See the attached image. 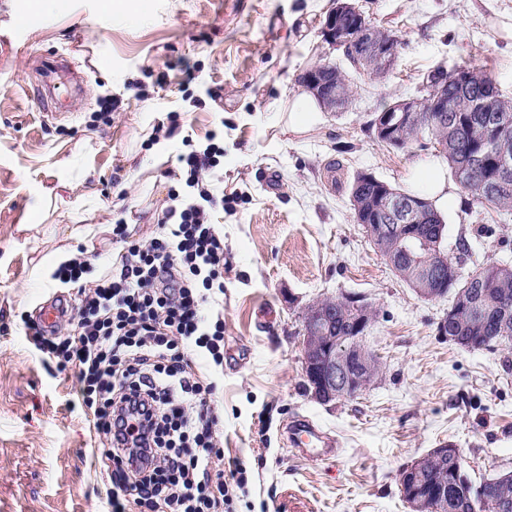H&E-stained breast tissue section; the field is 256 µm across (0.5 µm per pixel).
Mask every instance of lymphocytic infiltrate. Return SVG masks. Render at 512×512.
Returning <instances> with one entry per match:
<instances>
[{
	"label": "lymphocytic infiltrate",
	"mask_w": 512,
	"mask_h": 512,
	"mask_svg": "<svg viewBox=\"0 0 512 512\" xmlns=\"http://www.w3.org/2000/svg\"><path fill=\"white\" fill-rule=\"evenodd\" d=\"M223 155L214 143L179 155L187 192L167 210L161 235L144 247L113 225V239L127 247L104 277L82 284L87 265L77 259L54 272L80 283L77 314L51 337L28 326L38 350L78 371L105 447L108 512L143 504L153 512H224L232 484L242 481V468L225 470L217 446L218 382L189 355L200 350L223 368L224 238L207 211L224 198L203 178Z\"/></svg>",
	"instance_id": "lymphocytic-infiltrate-1"
}]
</instances>
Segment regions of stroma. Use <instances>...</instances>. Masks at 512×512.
<instances>
[{
    "label": "stroma",
    "mask_w": 512,
    "mask_h": 512,
    "mask_svg": "<svg viewBox=\"0 0 512 512\" xmlns=\"http://www.w3.org/2000/svg\"><path fill=\"white\" fill-rule=\"evenodd\" d=\"M0 0V512H102L110 485L93 414L74 370L35 349L27 323L76 304V286L46 276L81 258L86 281L123 253L112 227L148 243L172 192L177 154L224 139L213 184L234 193L209 220L224 237V375L214 404L225 462H243L232 512H411L400 472L435 448H460L473 481L512 471V353L470 352L439 338L447 301L419 298L357 224L348 186L362 171L397 189L416 167H446L433 148L377 141L369 127L417 95L427 73L471 63L512 98V0H356L399 40L382 78L355 76L342 112L288 131V99L315 63H342L321 37L335 0ZM56 83L83 81L72 109L39 111L27 96L41 59ZM440 206L449 241L467 240V268L512 259V223L473 204L455 180ZM97 232L83 238L79 227ZM357 293L378 309L367 344L379 378L322 405L303 388V313ZM312 420L339 442L313 461L287 423Z\"/></svg>",
    "instance_id": "35a3bbf8"
}]
</instances>
